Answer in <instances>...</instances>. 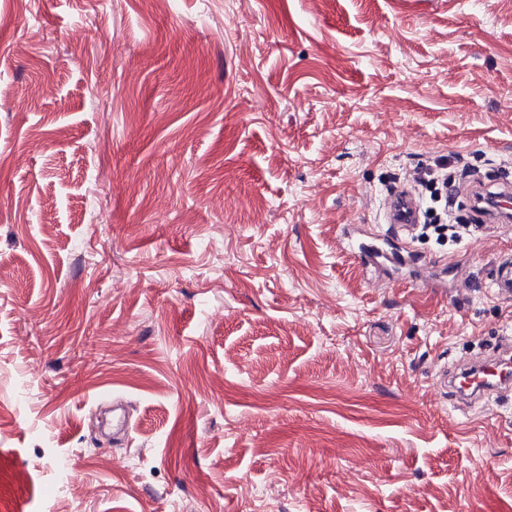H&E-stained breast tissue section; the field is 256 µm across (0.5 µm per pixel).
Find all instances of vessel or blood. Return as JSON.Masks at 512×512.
Here are the masks:
<instances>
[{
	"label": "vessel or blood",
	"instance_id": "1",
	"mask_svg": "<svg viewBox=\"0 0 512 512\" xmlns=\"http://www.w3.org/2000/svg\"><path fill=\"white\" fill-rule=\"evenodd\" d=\"M420 205L405 189L396 190L382 204V230L365 241V229L358 224L344 225L342 232L355 258L366 274L387 282L401 280L404 271L422 266V259L407 243L419 221ZM496 295L512 299V255L496 258L490 269ZM437 379L444 394L456 405L469 407L512 391V339L492 354L473 357L450 368H440Z\"/></svg>",
	"mask_w": 512,
	"mask_h": 512
}]
</instances>
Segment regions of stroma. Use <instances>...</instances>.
I'll use <instances>...</instances> for the list:
<instances>
[{
	"instance_id": "1",
	"label": "stroma",
	"mask_w": 512,
	"mask_h": 512,
	"mask_svg": "<svg viewBox=\"0 0 512 512\" xmlns=\"http://www.w3.org/2000/svg\"><path fill=\"white\" fill-rule=\"evenodd\" d=\"M455 154L512 178V0H0V512H512L435 375L512 228L418 245L458 301L341 237Z\"/></svg>"
}]
</instances>
